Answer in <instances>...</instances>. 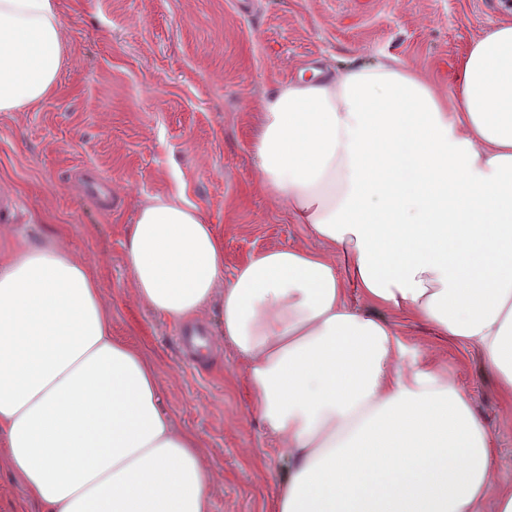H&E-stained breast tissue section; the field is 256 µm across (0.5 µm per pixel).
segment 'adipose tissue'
Instances as JSON below:
<instances>
[{"label":"adipose tissue","mask_w":512,"mask_h":512,"mask_svg":"<svg viewBox=\"0 0 512 512\" xmlns=\"http://www.w3.org/2000/svg\"><path fill=\"white\" fill-rule=\"evenodd\" d=\"M66 54L55 0H0V113L39 108ZM250 150L317 248L225 280L223 240L175 188L138 209L125 257L174 323L221 296L286 462L273 512H512L482 417L384 316L470 346L512 399V24L469 43L445 96L392 56L283 81ZM0 452L42 512H210L201 439L52 242H0Z\"/></svg>","instance_id":"adipose-tissue-1"}]
</instances>
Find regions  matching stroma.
Masks as SVG:
<instances>
[{"mask_svg": "<svg viewBox=\"0 0 512 512\" xmlns=\"http://www.w3.org/2000/svg\"><path fill=\"white\" fill-rule=\"evenodd\" d=\"M68 54L35 112L0 113V193L19 220L0 238H53L102 283L113 335L154 362L178 426L203 440L211 512H271L283 461L249 410L241 360L212 337L191 361L178 324L135 295L126 230L150 198L180 187L224 240V276L275 247L315 248L286 201L256 187L249 149L266 95L314 66L384 56L418 69L447 94L457 58L487 25L512 23V0H56ZM107 177L112 200L95 204L72 179ZM398 335L438 356L485 420L498 448V479L512 482V408L478 354L390 314ZM267 455L265 471L247 453Z\"/></svg>", "mask_w": 512, "mask_h": 512, "instance_id": "35a3bbf8", "label": "stroma"}]
</instances>
